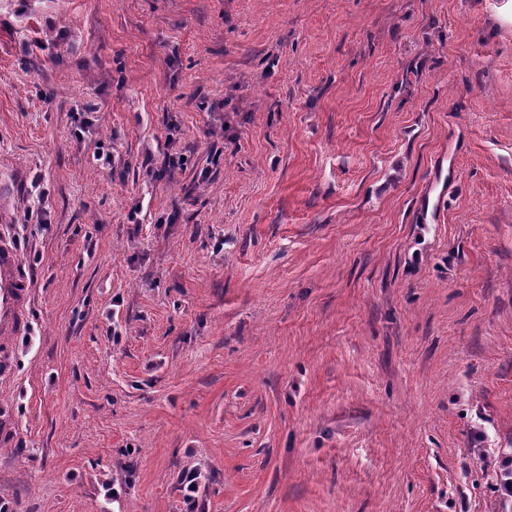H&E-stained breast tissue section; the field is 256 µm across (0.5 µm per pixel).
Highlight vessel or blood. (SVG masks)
Masks as SVG:
<instances>
[{
    "label": "vessel or blood",
    "instance_id": "1",
    "mask_svg": "<svg viewBox=\"0 0 512 512\" xmlns=\"http://www.w3.org/2000/svg\"><path fill=\"white\" fill-rule=\"evenodd\" d=\"M19 268L17 252L0 239V369L5 370L11 364L10 337L21 335L28 327L26 308L30 290Z\"/></svg>",
    "mask_w": 512,
    "mask_h": 512
}]
</instances>
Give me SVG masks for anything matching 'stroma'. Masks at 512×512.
Instances as JSON below:
<instances>
[{
  "instance_id": "35a3bbf8",
  "label": "stroma",
  "mask_w": 512,
  "mask_h": 512,
  "mask_svg": "<svg viewBox=\"0 0 512 512\" xmlns=\"http://www.w3.org/2000/svg\"><path fill=\"white\" fill-rule=\"evenodd\" d=\"M0 237L11 512H501L512 0H0ZM19 268L17 252L0 237V370L4 371L9 369L12 357V345L4 336H19L28 327L30 290ZM203 480H206L205 474L195 467L183 469L178 476L180 489L184 492V500L191 505V510L197 505Z\"/></svg>"
}]
</instances>
